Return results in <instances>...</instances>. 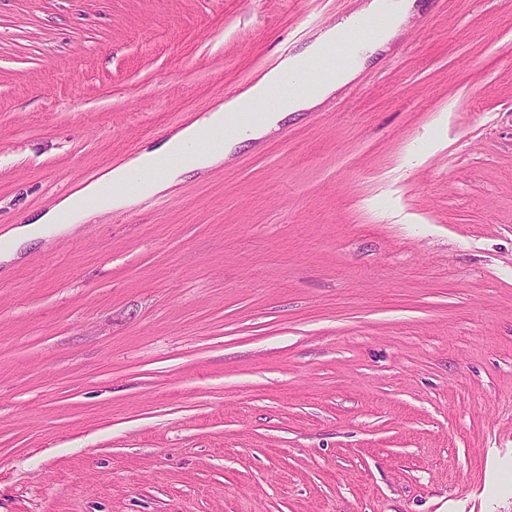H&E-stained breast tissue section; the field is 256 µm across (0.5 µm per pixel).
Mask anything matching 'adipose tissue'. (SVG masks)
<instances>
[{"instance_id":"obj_1","label":"adipose tissue","mask_w":512,"mask_h":512,"mask_svg":"<svg viewBox=\"0 0 512 512\" xmlns=\"http://www.w3.org/2000/svg\"><path fill=\"white\" fill-rule=\"evenodd\" d=\"M414 7L415 0H365L359 16H380L384 25L351 48L348 65H328L323 78L308 92L281 91L284 74L301 69L309 60H324L327 50L335 45L338 29H326L303 52L288 56L250 88L175 132L161 146L106 171L101 181L63 197L36 221L1 234L0 263L15 259L22 242L44 239L84 223L92 215L128 207L136 197L159 194L184 175L212 168L223 161L235 144L259 139L287 114L312 108L355 78L372 54L386 49ZM258 103L265 109L260 122L233 126L234 116L251 111ZM133 177L138 180V193L134 196L123 190Z\"/></svg>"}]
</instances>
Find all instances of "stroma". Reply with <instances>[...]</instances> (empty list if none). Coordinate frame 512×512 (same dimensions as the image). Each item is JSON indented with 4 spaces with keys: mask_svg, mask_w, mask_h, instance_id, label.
I'll list each match as a JSON object with an SVG mask.
<instances>
[{
    "mask_svg": "<svg viewBox=\"0 0 512 512\" xmlns=\"http://www.w3.org/2000/svg\"><path fill=\"white\" fill-rule=\"evenodd\" d=\"M360 0H0V234ZM0 512H512V0L0 265Z\"/></svg>",
    "mask_w": 512,
    "mask_h": 512,
    "instance_id": "35a3bbf8",
    "label": "stroma"
}]
</instances>
